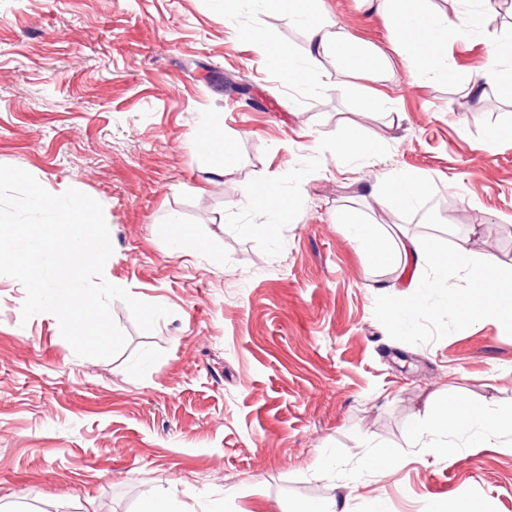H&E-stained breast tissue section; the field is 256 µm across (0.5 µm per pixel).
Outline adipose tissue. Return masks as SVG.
Masks as SVG:
<instances>
[{
  "label": "adipose tissue",
  "mask_w": 512,
  "mask_h": 512,
  "mask_svg": "<svg viewBox=\"0 0 512 512\" xmlns=\"http://www.w3.org/2000/svg\"><path fill=\"white\" fill-rule=\"evenodd\" d=\"M362 5L394 20L403 34H418L417 48L420 71L439 78L451 79L452 74L443 61V47L448 38L469 36L484 19L483 0H471L466 10H457L441 17L423 6V0H360ZM266 12L282 15L289 24L305 27L308 32L309 52L305 62L288 56L286 47L273 48L276 56H287L286 76L292 79L308 73L318 74L322 88L343 94L348 88L344 77L348 74H366L377 77L391 68V59L385 51L363 44L339 24L319 18L314 0H257ZM338 60L343 75L335 77L323 69V57ZM355 242L368 264L377 265L396 261L401 270L410 271L408 284L395 287L391 305L396 314H411L421 305L422 287L416 273L429 268L433 277L430 287L447 288L451 282L449 270L465 272L472 288L482 293L479 308L470 310L473 322L496 320L512 324V303L504 304L496 293L502 275L501 262L493 256L477 257L467 241L458 242L451 251H442L432 241L400 234L395 251H388L371 225H361ZM411 435L415 441L430 439L432 447H449L451 439L465 438L475 448L507 447L512 442V416L496 413L488 406L450 399L427 421H414Z\"/></svg>",
  "instance_id": "1"
}]
</instances>
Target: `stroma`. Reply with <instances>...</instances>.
<instances>
[{
	"label": "stroma",
	"instance_id": "35a3bbf8",
	"mask_svg": "<svg viewBox=\"0 0 512 512\" xmlns=\"http://www.w3.org/2000/svg\"><path fill=\"white\" fill-rule=\"evenodd\" d=\"M361 42L388 49L389 20L359 0H322ZM297 57L305 28L253 0H0V164L103 206L104 275L170 309L152 333L113 302L127 347L82 358L44 312L22 321L23 286L0 276V505L10 512H141L159 492L183 512H425L454 497L512 512V450L415 446L417 413L448 396L512 414V324L469 321L427 293L400 335L387 294L400 268L367 265L355 222L402 225L448 250L512 265V89L476 86L483 39L512 34L492 10L479 36L449 39L459 79H415L403 59L339 96L288 80L254 31ZM246 94H239V87ZM230 136L236 165L193 139ZM379 147L337 153L350 124ZM423 177L408 211L380 208L391 173ZM289 209L258 208L259 177ZM209 248L181 258L160 225ZM387 447L394 471L359 474Z\"/></svg>",
	"mask_w": 512,
	"mask_h": 512
}]
</instances>
